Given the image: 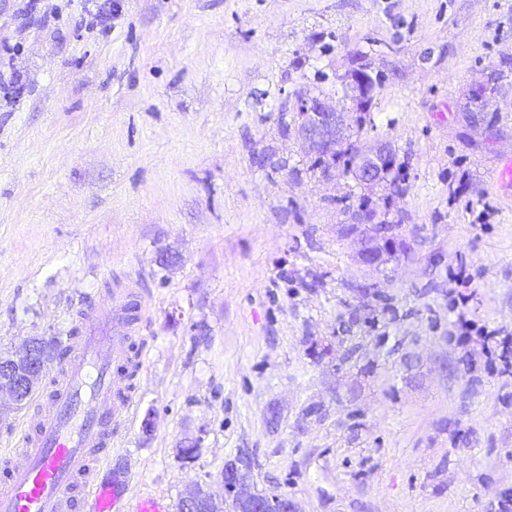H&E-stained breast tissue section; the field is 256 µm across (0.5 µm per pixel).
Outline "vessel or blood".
<instances>
[{"instance_id":"obj_1","label":"vessel or blood","mask_w":512,"mask_h":512,"mask_svg":"<svg viewBox=\"0 0 512 512\" xmlns=\"http://www.w3.org/2000/svg\"><path fill=\"white\" fill-rule=\"evenodd\" d=\"M141 302L127 289L94 313L95 328L68 341L51 388L15 454L0 459V512H170L152 494L135 496L103 482L101 470L129 417L132 397L113 390Z\"/></svg>"}]
</instances>
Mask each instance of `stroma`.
Listing matches in <instances>:
<instances>
[{
	"label": "stroma",
	"instance_id": "obj_1",
	"mask_svg": "<svg viewBox=\"0 0 512 512\" xmlns=\"http://www.w3.org/2000/svg\"><path fill=\"white\" fill-rule=\"evenodd\" d=\"M25 2L0 0V356L133 288L131 492L223 496L243 454L297 512H503L512 0H39L44 28ZM356 63L349 141L397 153L371 189L293 131L301 91L356 112ZM363 203L405 243L377 267L342 234Z\"/></svg>",
	"mask_w": 512,
	"mask_h": 512
}]
</instances>
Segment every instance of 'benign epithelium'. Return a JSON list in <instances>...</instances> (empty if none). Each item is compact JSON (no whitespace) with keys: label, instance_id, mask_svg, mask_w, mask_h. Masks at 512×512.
<instances>
[{"label":"benign epithelium","instance_id":"7a95c632","mask_svg":"<svg viewBox=\"0 0 512 512\" xmlns=\"http://www.w3.org/2000/svg\"><path fill=\"white\" fill-rule=\"evenodd\" d=\"M351 78L359 91L360 107H365L371 75L363 69L352 71ZM294 109L298 117L296 132L315 159L332 162L338 147L347 139L350 124L347 115L327 106L321 99L302 92L295 96ZM355 157V168L359 181L371 189L385 181L394 168L396 154L387 144L367 145L363 148L351 146ZM375 214L361 209L356 223L344 225V232L356 239L359 245V260L371 267L386 261L398 244L396 226L374 223ZM60 348L37 347L33 341L26 342L21 351L10 356L0 365V400L6 398L17 407H22L35 392L48 370L57 364ZM224 503L228 512H296L295 504L286 496L266 495L250 490L249 470L240 462H228L222 474ZM184 512H222L211 494L200 484L186 490L182 496Z\"/></svg>","mask_w":512,"mask_h":512}]
</instances>
